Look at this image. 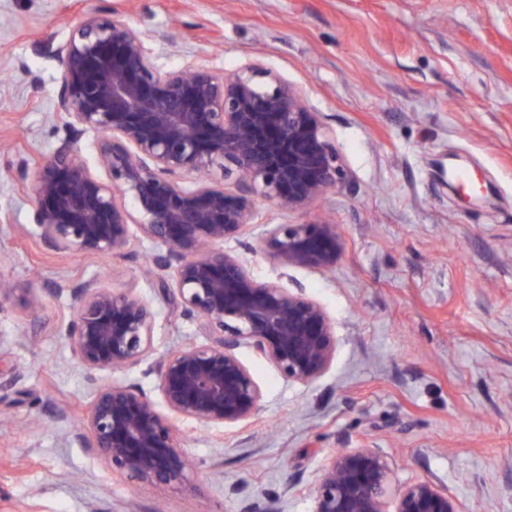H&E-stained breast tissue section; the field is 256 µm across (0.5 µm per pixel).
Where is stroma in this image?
Masks as SVG:
<instances>
[{
    "label": "stroma",
    "instance_id": "obj_1",
    "mask_svg": "<svg viewBox=\"0 0 512 512\" xmlns=\"http://www.w3.org/2000/svg\"><path fill=\"white\" fill-rule=\"evenodd\" d=\"M146 32L158 65L231 71L247 60L321 112L347 171L292 211L261 203L246 243L254 276L323 305L329 370L288 382L251 348L256 422L183 423L186 489L112 475L77 439L95 381L61 334L71 288L131 290L157 310L153 353L202 341L142 276L150 245L111 258L46 250L22 174L68 134L54 119L65 41L86 12ZM489 191L471 206L451 170ZM329 214L343 233L333 271L282 268L259 248L266 225ZM0 512H312L335 451L367 446L397 484L431 477L462 507L512 512V0H0ZM36 284L41 306L22 297Z\"/></svg>",
    "mask_w": 512,
    "mask_h": 512
}]
</instances>
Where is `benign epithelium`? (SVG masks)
I'll return each mask as SVG.
<instances>
[{"label":"benign epithelium","instance_id":"7a95c632","mask_svg":"<svg viewBox=\"0 0 512 512\" xmlns=\"http://www.w3.org/2000/svg\"><path fill=\"white\" fill-rule=\"evenodd\" d=\"M46 48L59 63L56 111L69 137L42 158L29 185L40 243L114 257L141 235L160 246L151 283L208 336L154 359L159 405L133 384L97 386L79 437L112 473L178 489L192 482L179 423L235 427L261 411L262 391L240 347L303 386L331 366L336 342L324 307L256 279L224 243L245 235L258 203L298 209L346 171L322 113L258 62L232 72L194 62L164 69L144 32L97 10L65 43ZM88 131L98 134L105 179L76 147ZM215 170L222 180L210 177ZM183 172L208 178L187 186ZM262 242L286 268L331 271L342 251L339 226L326 220L269 224ZM71 296L63 336L86 370H126L152 354L156 314L143 297L94 281ZM393 477L379 449L344 448L316 476L312 512H462L438 481L395 490Z\"/></svg>","mask_w":512,"mask_h":512}]
</instances>
